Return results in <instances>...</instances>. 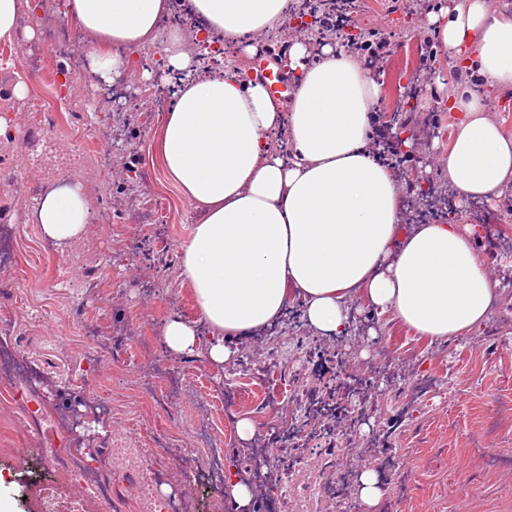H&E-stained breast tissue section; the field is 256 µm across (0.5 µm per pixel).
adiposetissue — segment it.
Listing matches in <instances>:
<instances>
[{"instance_id":"obj_1","label":"adipose tissue","mask_w":512,"mask_h":512,"mask_svg":"<svg viewBox=\"0 0 512 512\" xmlns=\"http://www.w3.org/2000/svg\"><path fill=\"white\" fill-rule=\"evenodd\" d=\"M297 6L185 0L198 21L187 32L163 28L170 0H67L99 80L133 72L137 49L155 39L184 76L158 155L165 178L195 207L180 265L198 316H169L161 335L169 354L204 355L217 371L237 360L241 339L276 325L294 302L305 328L327 340L349 335L359 304L434 342L484 326L501 287L467 228L403 223L400 179L370 146L382 86L354 54L328 44L313 58L294 40L297 86L285 107L238 68H202L188 46L217 36L225 48L254 52L266 35L292 30ZM436 34L490 88L512 89L511 14L490 0H456ZM448 109L458 115L441 157L449 188L474 200L512 186V136L489 104L460 85ZM91 210L86 192L58 181L38 198L43 239L63 248L84 237Z\"/></svg>"}]
</instances>
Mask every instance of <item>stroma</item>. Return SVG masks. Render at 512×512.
Masks as SVG:
<instances>
[{"label": "stroma", "instance_id": "1", "mask_svg": "<svg viewBox=\"0 0 512 512\" xmlns=\"http://www.w3.org/2000/svg\"><path fill=\"white\" fill-rule=\"evenodd\" d=\"M65 0H47L39 13L51 28L35 27L33 43L50 54L52 67L72 72L67 55L51 39L65 29L71 42L83 33L65 19ZM353 21L361 29L390 34L393 50L382 64L383 94L379 112L405 110L414 100L407 84L420 64V46L413 37L417 17L387 10L386 0H363ZM455 59L436 66L432 88L440 98L433 127L414 129L415 146L409 174L438 183L433 162L447 147L454 124L446 100L456 88ZM173 82L160 44L138 52L137 70L113 83L117 101L153 114L149 126L132 121L120 140L105 139L92 152L119 164L128 149L140 161L133 170L113 175L90 165L85 190L93 199L87 237L63 252L45 250L38 225L24 223L28 193L41 189L44 167L58 168L75 155L78 144L56 140L44 154L43 169L28 164L26 134L38 121L32 108L41 80L28 76L26 59L15 56L11 69L0 70V106L14 118L8 145H0V164L21 173L20 190L0 195V221L18 222L19 245L14 266L0 277V353L16 352L34 366L33 374L0 373V497L14 512H41L40 489L66 486L80 494L77 481L51 456L54 448H77L89 468L111 467L112 494L137 500L142 482H149L151 512H173L185 503L190 512H230L221 487L206 479L184 481L185 470L201 461L194 428L212 424L224 441L225 456L235 458L245 474L254 468L233 432V417L253 411L264 397L270 415L260 421L254 447L281 446L277 417L289 408L298 432L317 424L332 432L342 424L335 412L313 411L308 395L319 380L339 378L350 384L364 378L375 385L374 398L362 403L351 446L339 449L314 443L278 492L265 495L260 512H362L352 491L330 495L337 469H377L384 486L382 506L393 512H512V286L496 301L487 323L466 336L448 340L446 350L416 340L389 317L360 311L351 336L325 340L300 324V306L288 307L272 330L241 342L240 363L215 372L199 356L173 357L161 339L168 315H195L192 289L179 264V250L193 224V206L165 180L157 158V138L165 113L155 106L157 86ZM26 89L14 95L16 85ZM78 120L106 127L117 119L99 97L91 78L70 93ZM512 187L499 196L462 202L450 198L437 220L476 224L473 244L486 263L512 260ZM91 323L81 335L77 319ZM350 363L337 373L333 353ZM288 362L293 378L274 374L277 362ZM432 373L438 385L415 395L419 374ZM243 373L254 379L240 398L225 399L228 379ZM94 399L111 408L95 438H88L72 420L60 419L53 396ZM30 422L18 426L19 414ZM180 448L172 456L163 443Z\"/></svg>", "mask_w": 512, "mask_h": 512}]
</instances>
